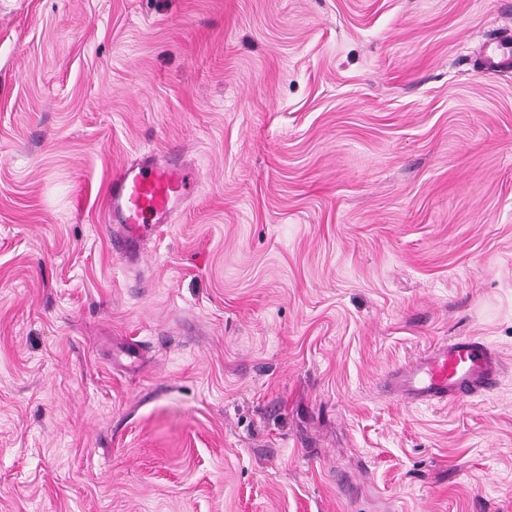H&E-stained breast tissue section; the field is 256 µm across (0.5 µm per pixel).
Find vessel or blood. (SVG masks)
<instances>
[{"label":"vessel or blood","instance_id":"obj_1","mask_svg":"<svg viewBox=\"0 0 512 512\" xmlns=\"http://www.w3.org/2000/svg\"><path fill=\"white\" fill-rule=\"evenodd\" d=\"M484 66L493 71L512 66V35L491 42ZM188 172L178 164L147 156L111 175L103 211L107 224H123L115 245L130 249L148 224L171 223L186 203ZM501 362L482 338L464 336L438 343L413 361L395 369L390 387L411 403H448L493 389Z\"/></svg>","mask_w":512,"mask_h":512}]
</instances>
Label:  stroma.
Listing matches in <instances>:
<instances>
[{"label":"stroma","instance_id":"stroma-1","mask_svg":"<svg viewBox=\"0 0 512 512\" xmlns=\"http://www.w3.org/2000/svg\"><path fill=\"white\" fill-rule=\"evenodd\" d=\"M512 0H0V512H512ZM179 148L112 251L114 170ZM483 338L495 390L386 374ZM512 65V35L506 34L491 42L485 53L484 66L487 71L503 69ZM188 172L176 163L147 156L124 165L111 175L103 211L104 224H125L123 233H113L114 245L128 250L143 235L145 224H171L186 203ZM122 238L119 239L118 238ZM117 239V240H116Z\"/></svg>","mask_w":512,"mask_h":512}]
</instances>
